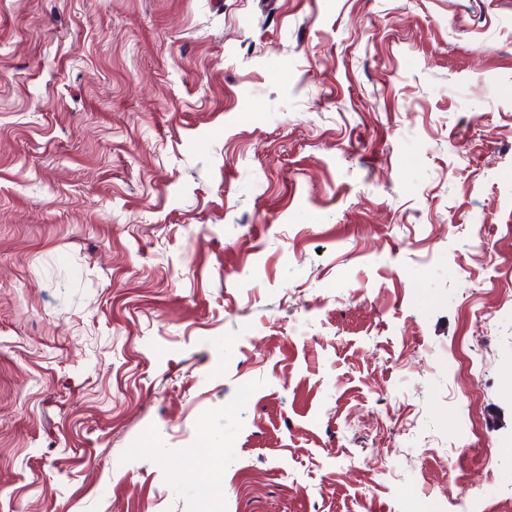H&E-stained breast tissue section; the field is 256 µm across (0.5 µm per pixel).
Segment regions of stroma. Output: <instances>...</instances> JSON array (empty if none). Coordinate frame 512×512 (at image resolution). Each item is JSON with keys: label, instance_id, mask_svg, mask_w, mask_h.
Returning a JSON list of instances; mask_svg holds the SVG:
<instances>
[{"label": "stroma", "instance_id": "1", "mask_svg": "<svg viewBox=\"0 0 512 512\" xmlns=\"http://www.w3.org/2000/svg\"><path fill=\"white\" fill-rule=\"evenodd\" d=\"M461 482L512 512V0H0V512Z\"/></svg>", "mask_w": 512, "mask_h": 512}]
</instances>
